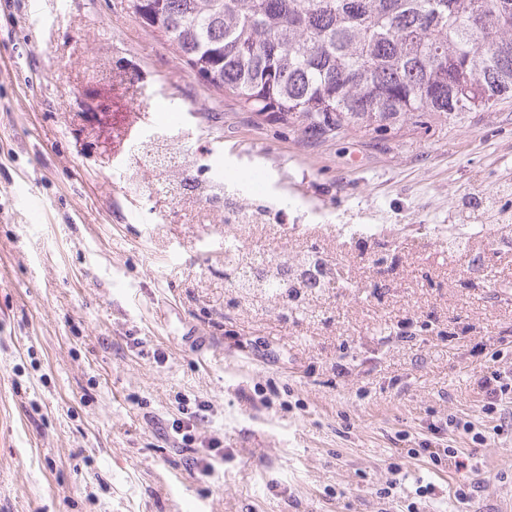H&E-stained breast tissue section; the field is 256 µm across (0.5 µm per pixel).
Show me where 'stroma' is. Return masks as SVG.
<instances>
[{
  "mask_svg": "<svg viewBox=\"0 0 512 512\" xmlns=\"http://www.w3.org/2000/svg\"><path fill=\"white\" fill-rule=\"evenodd\" d=\"M162 124L264 206L248 248L339 258L342 287L284 318L229 288L223 213L118 178ZM487 193L512 219V101L315 139L208 88L125 0H0V512H499L512 404L487 418L477 381L512 371V244L469 225L448 254ZM451 416L487 437H451L467 468L408 457Z\"/></svg>",
  "mask_w": 512,
  "mask_h": 512,
  "instance_id": "1",
  "label": "stroma"
}]
</instances>
